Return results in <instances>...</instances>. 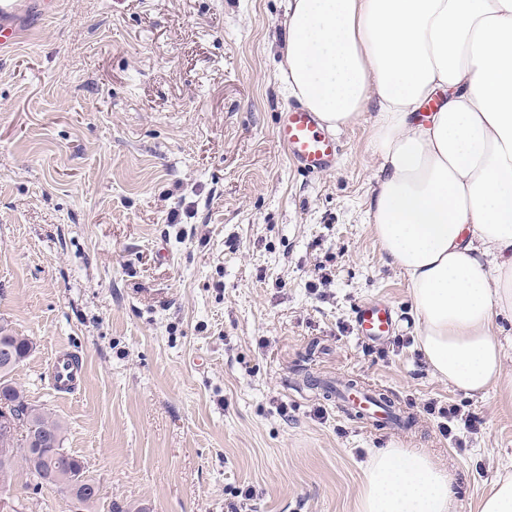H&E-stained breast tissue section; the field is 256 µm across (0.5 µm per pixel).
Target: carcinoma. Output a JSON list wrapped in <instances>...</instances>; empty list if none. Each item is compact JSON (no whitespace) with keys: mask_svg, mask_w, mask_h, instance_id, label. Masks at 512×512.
<instances>
[{"mask_svg":"<svg viewBox=\"0 0 512 512\" xmlns=\"http://www.w3.org/2000/svg\"><path fill=\"white\" fill-rule=\"evenodd\" d=\"M0 347L13 359L0 363V404H6L16 426L0 427V497L10 495L16 476L41 474L46 485L64 491L83 512H91L97 497L88 490L92 480L84 461L63 448L64 428L59 419L33 404L14 379L16 369L28 358L33 343L17 335L6 320L0 321Z\"/></svg>","mask_w":512,"mask_h":512,"instance_id":"1","label":"carcinoma"}]
</instances>
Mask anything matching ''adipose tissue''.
<instances>
[{"mask_svg":"<svg viewBox=\"0 0 512 512\" xmlns=\"http://www.w3.org/2000/svg\"><path fill=\"white\" fill-rule=\"evenodd\" d=\"M288 93L340 130L376 108L366 222L409 282L420 352L466 395L512 389V0H288ZM428 455L382 448L359 512H450ZM493 331L505 346L506 366L512 371V314H502V316L496 317Z\"/></svg>","mask_w":512,"mask_h":512,"instance_id":"1","label":"adipose tissue"}]
</instances>
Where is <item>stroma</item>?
Listing matches in <instances>:
<instances>
[{"label":"stroma","instance_id":"35a3bbf8","mask_svg":"<svg viewBox=\"0 0 512 512\" xmlns=\"http://www.w3.org/2000/svg\"><path fill=\"white\" fill-rule=\"evenodd\" d=\"M25 2L0 50V319L33 343L15 379L62 421L94 512H226L248 486L240 512H358L388 447L427 454L453 512H479L512 474V392L465 396L412 343L409 285L365 222L375 110L337 131L333 171L288 163L271 46L288 0ZM372 297L410 345L357 342ZM62 349L85 371L66 398L44 379ZM310 375L385 389L414 425L343 418ZM431 399L483 418L466 451Z\"/></svg>","mask_w":512,"mask_h":512}]
</instances>
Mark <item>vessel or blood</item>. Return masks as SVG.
<instances>
[{
    "label": "vessel or blood",
    "mask_w": 512,
    "mask_h": 512,
    "mask_svg": "<svg viewBox=\"0 0 512 512\" xmlns=\"http://www.w3.org/2000/svg\"><path fill=\"white\" fill-rule=\"evenodd\" d=\"M275 134L289 160L302 174H324L335 168L339 156L335 135L326 131L316 114L302 103L291 104L280 113ZM354 322L357 340L366 347L386 344L399 328L394 307L380 298H370L357 304ZM82 380L81 361L66 352L54 357L49 376V387L54 395L77 393ZM328 393L335 398L338 412L355 417L367 428L392 433L401 431L406 424L404 416L370 404L364 393L347 391L344 384L330 385Z\"/></svg>",
    "instance_id": "vessel-or-blood-1"
}]
</instances>
